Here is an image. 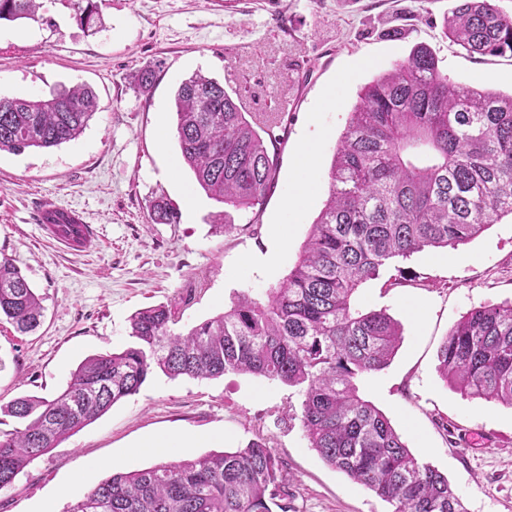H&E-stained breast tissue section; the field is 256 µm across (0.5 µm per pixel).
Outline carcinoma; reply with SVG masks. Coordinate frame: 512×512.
I'll list each match as a JSON object with an SVG mask.
<instances>
[{"label":"carcinoma","mask_w":512,"mask_h":512,"mask_svg":"<svg viewBox=\"0 0 512 512\" xmlns=\"http://www.w3.org/2000/svg\"><path fill=\"white\" fill-rule=\"evenodd\" d=\"M36 0H0V21L36 19ZM84 28L100 23L98 0H74ZM448 37L470 54L512 53V16L496 0H458ZM183 162L207 197L228 209L261 204L277 163L240 97L201 72L174 95ZM97 109L93 92L62 87L48 97H0V152L21 154L76 139ZM329 195L298 260L266 298L242 297L185 333L174 312L151 306L131 320L133 342L90 356L54 398L18 397L0 413V488L35 459L138 391L155 371L210 379L227 370L300 388V422L330 467L390 503L393 512H465L448 478L416 458L387 416L359 394V377L389 366L400 323L385 310L354 306L359 288L397 257L471 242L512 216V94L457 85L433 53L411 52L362 90L333 156ZM41 223L82 248L75 215L46 209ZM42 299L21 268L0 257V321L21 332L41 323ZM438 372L470 398L512 408V303L484 305L449 329ZM290 494L272 448L234 451L116 472L66 512H288Z\"/></svg>","instance_id":"1"}]
</instances>
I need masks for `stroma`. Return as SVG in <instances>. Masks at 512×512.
Returning a JSON list of instances; mask_svg holds the SVG:
<instances>
[{
	"mask_svg": "<svg viewBox=\"0 0 512 512\" xmlns=\"http://www.w3.org/2000/svg\"><path fill=\"white\" fill-rule=\"evenodd\" d=\"M455 0H101L104 26L77 24L69 0H43L41 21L0 22V96H49L86 85L98 110L73 141L20 155L0 153V256L12 258L43 299L44 316L22 334L0 323V403L54 397L88 356L130 344V319L163 304L174 332L229 309L238 297L265 298L294 266L323 207L339 137L362 89L429 47L462 85L512 93V56L468 54L447 36ZM154 66L142 91L137 74ZM240 91L246 111L279 118L269 149L276 179L263 205L231 214L194 186L180 158L173 93L194 71ZM317 158L297 171L307 144ZM314 192L283 206L295 178ZM176 223L150 219L157 201ZM75 211L90 231L85 249L40 222L43 204ZM251 269H244L245 260ZM512 301V218L458 249L394 259L361 286L356 303L387 310L403 330L390 365L363 377L360 395L391 421L413 454L445 474L466 512H512V409L462 396L440 377L437 351L470 309ZM297 388L234 371L212 379L150 376L0 489V512H56L117 471L233 451L262 440L273 448L296 512H392L373 491L328 466L309 448ZM481 430L495 444L465 442ZM200 435L189 448L141 452L151 436Z\"/></svg>",
	"mask_w": 512,
	"mask_h": 512,
	"instance_id": "stroma-1",
	"label": "stroma"
}]
</instances>
